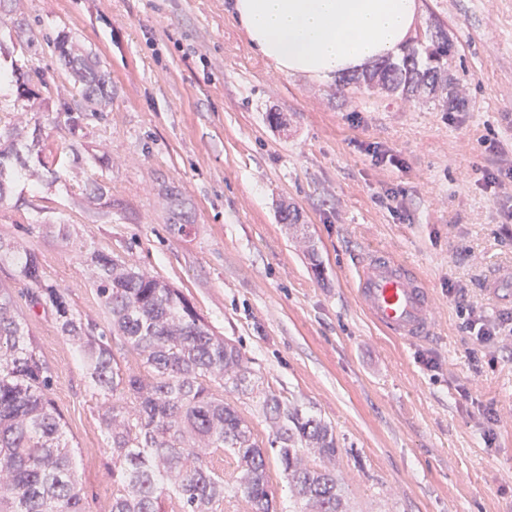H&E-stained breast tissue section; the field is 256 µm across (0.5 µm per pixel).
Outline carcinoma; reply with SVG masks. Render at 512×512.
Returning a JSON list of instances; mask_svg holds the SVG:
<instances>
[{"label":"carcinoma","mask_w":512,"mask_h":512,"mask_svg":"<svg viewBox=\"0 0 512 512\" xmlns=\"http://www.w3.org/2000/svg\"><path fill=\"white\" fill-rule=\"evenodd\" d=\"M9 41H0V60L12 57L14 44L36 47L32 28L14 20ZM61 65L71 71L82 107L63 109L71 135L90 118H103L96 105L108 95L111 78L94 56H75L65 39L56 42ZM455 56L441 24L396 61L378 62L365 73L347 77V91L398 93L407 101L424 99L446 110L458 96L448 71ZM35 82L41 96L49 84L42 71L0 64V82ZM41 126L28 131L12 125L0 133V203L7 201L23 154L36 155L29 170L33 194L62 172L86 163L77 145L46 155ZM107 195L96 184L78 206L94 211ZM71 251L86 266L91 287L107 309L102 327L75 309L68 294L48 278L38 253L20 237H0V262L13 266V279L32 311L40 310L79 353L93 394L101 401L99 419L112 449L111 512H217L224 502V476L214 472L219 452L235 462L234 481L248 512H277L270 484L268 450L301 510L346 512L335 471L313 465L305 454L336 457L332 426L276 397L264 400L272 434L262 440L251 423L217 390L252 392L248 360L232 342L216 335L181 290L111 253L89 251L82 243ZM137 354L139 370L122 366L112 342ZM51 370L18 313L9 288L0 289V512H85V494L64 438L63 418L51 397Z\"/></svg>","instance_id":"1"}]
</instances>
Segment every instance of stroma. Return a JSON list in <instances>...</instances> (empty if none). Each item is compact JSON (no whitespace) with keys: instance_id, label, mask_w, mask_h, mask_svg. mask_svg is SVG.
<instances>
[{"instance_id":"35a3bbf8","label":"stroma","mask_w":512,"mask_h":512,"mask_svg":"<svg viewBox=\"0 0 512 512\" xmlns=\"http://www.w3.org/2000/svg\"><path fill=\"white\" fill-rule=\"evenodd\" d=\"M233 3L17 0L38 45L16 58L43 70L54 108L72 100L60 35L97 54L112 100L85 129L101 161L36 196L17 181L0 234L47 224L30 238L47 276L102 325L108 313L53 225L180 288L248 360L257 392L227 399L260 434L268 395L332 426L348 512H512V347L468 331L479 315L512 325V189L485 179L512 168V0H422L416 37L438 22L457 49L454 112L283 74L252 49ZM0 97L15 103L0 123H41L51 151L71 144L15 84ZM376 149L395 164H375ZM96 183L108 194L93 214L76 202ZM288 206L296 223L281 221ZM367 249L428 281L430 340L398 342L359 310ZM26 323L86 510L110 512L112 456L86 370L50 318Z\"/></svg>"}]
</instances>
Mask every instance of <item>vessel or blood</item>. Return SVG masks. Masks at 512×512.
Here are the masks:
<instances>
[{
    "instance_id": "b4317fda",
    "label": "vessel or blood",
    "mask_w": 512,
    "mask_h": 512,
    "mask_svg": "<svg viewBox=\"0 0 512 512\" xmlns=\"http://www.w3.org/2000/svg\"><path fill=\"white\" fill-rule=\"evenodd\" d=\"M354 293L359 309L385 335L407 344L435 336L438 322L427 281L391 254H363Z\"/></svg>"
}]
</instances>
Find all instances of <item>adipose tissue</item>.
Returning a JSON list of instances; mask_svg holds the SVG:
<instances>
[{"mask_svg":"<svg viewBox=\"0 0 512 512\" xmlns=\"http://www.w3.org/2000/svg\"><path fill=\"white\" fill-rule=\"evenodd\" d=\"M420 0H235L257 53L291 76L330 81L398 55L414 36Z\"/></svg>","mask_w":512,"mask_h":512,"instance_id":"adipose-tissue-1","label":"adipose tissue"}]
</instances>
